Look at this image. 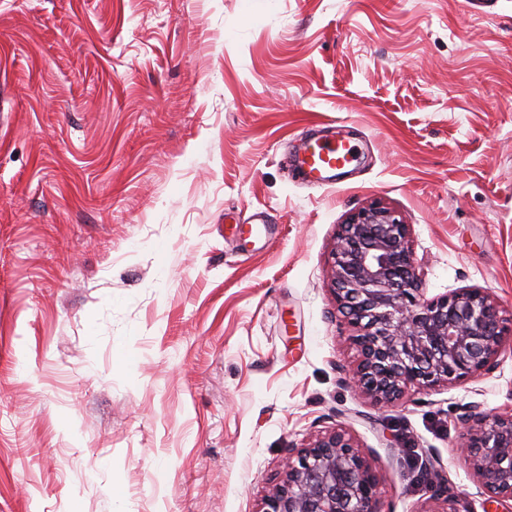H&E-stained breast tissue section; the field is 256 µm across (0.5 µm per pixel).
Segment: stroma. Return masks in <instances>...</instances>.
Masks as SVG:
<instances>
[{
  "label": "stroma",
  "instance_id": "obj_1",
  "mask_svg": "<svg viewBox=\"0 0 512 512\" xmlns=\"http://www.w3.org/2000/svg\"><path fill=\"white\" fill-rule=\"evenodd\" d=\"M309 138L357 167L294 181ZM374 203L427 297L512 314V0H0V512H260L339 425L382 512H512L458 423L512 412V348L393 406L346 378L331 247Z\"/></svg>",
  "mask_w": 512,
  "mask_h": 512
}]
</instances>
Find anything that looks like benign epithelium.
Instances as JSON below:
<instances>
[{"label":"benign epithelium","mask_w":512,"mask_h":512,"mask_svg":"<svg viewBox=\"0 0 512 512\" xmlns=\"http://www.w3.org/2000/svg\"><path fill=\"white\" fill-rule=\"evenodd\" d=\"M331 259L336 308L359 353L349 378L377 405L488 372L512 343L493 294L460 288L426 298L410 225L387 207L368 206L339 225ZM460 420L461 451L484 494L512 502V413L471 403ZM261 512H380L379 481L351 436L334 428L288 457Z\"/></svg>","instance_id":"1"}]
</instances>
